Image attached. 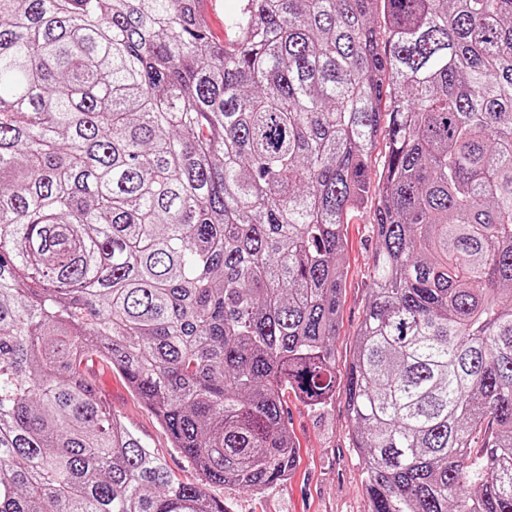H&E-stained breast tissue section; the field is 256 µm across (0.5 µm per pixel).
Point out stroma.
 Returning <instances> with one entry per match:
<instances>
[{
    "instance_id": "35a3bbf8",
    "label": "stroma",
    "mask_w": 512,
    "mask_h": 512,
    "mask_svg": "<svg viewBox=\"0 0 512 512\" xmlns=\"http://www.w3.org/2000/svg\"><path fill=\"white\" fill-rule=\"evenodd\" d=\"M376 240L372 212L354 214L346 226L343 264L347 270L336 332V370L344 372L364 317ZM98 387L112 393L109 407L146 443L180 480L197 483L201 475L173 448L156 415L132 392L121 375L100 376ZM285 420L296 443L298 460L287 481L254 494L209 485L208 494L226 502L232 512H367L362 463L352 444L344 392L330 405L315 411L286 392Z\"/></svg>"
}]
</instances>
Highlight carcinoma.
<instances>
[{
    "mask_svg": "<svg viewBox=\"0 0 512 512\" xmlns=\"http://www.w3.org/2000/svg\"><path fill=\"white\" fill-rule=\"evenodd\" d=\"M205 2L0 0V512H229L296 466L284 393L338 388L368 512H512V0H240L222 42ZM373 209L354 214L346 226L343 264L347 270L336 332V371L342 376L364 317L376 240ZM98 388L99 391L112 390V399L108 403L112 414L141 438L178 479L190 483L201 482V474L179 449L172 448L154 412L138 399L121 375L113 372L111 379L101 374Z\"/></svg>",
    "mask_w": 512,
    "mask_h": 512,
    "instance_id": "carcinoma-1",
    "label": "carcinoma"
}]
</instances>
